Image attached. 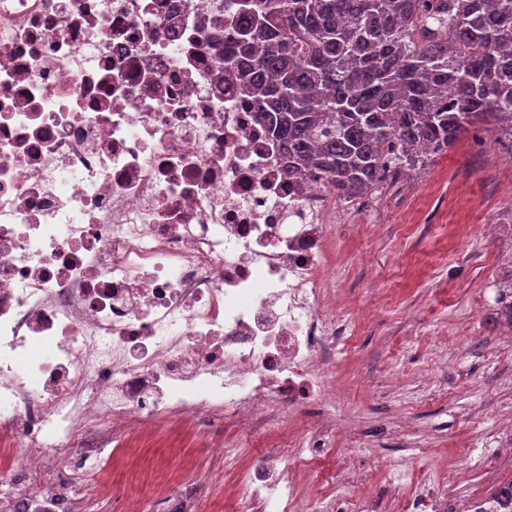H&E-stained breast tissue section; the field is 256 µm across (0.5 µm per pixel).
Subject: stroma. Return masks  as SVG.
Listing matches in <instances>:
<instances>
[{"instance_id":"obj_1","label":"stroma","mask_w":512,"mask_h":512,"mask_svg":"<svg viewBox=\"0 0 512 512\" xmlns=\"http://www.w3.org/2000/svg\"><path fill=\"white\" fill-rule=\"evenodd\" d=\"M512 143L481 127L465 133L410 178L384 184L364 213L346 203L349 222L336 236L333 269L344 308H368L356 323L353 347L336 359L339 389L331 409L335 431L332 462L318 464V490L339 493L347 479L343 454L358 449L357 471L371 475L377 495L387 488L385 466L405 458L411 470L426 468L452 505L471 507L512 479V456L482 447L480 469L456 476L470 450L468 437L496 425L512 411V347L502 326L483 305L490 280H505L501 255L512 252V191L504 162ZM501 222L497 236L478 232L479 224ZM456 332L462 356L448 361L431 339ZM408 413L417 433L416 451L397 444L399 413ZM353 421L345 432L344 421ZM156 452L141 458L144 480L121 471L103 472L111 492L77 490L81 512H122V498L139 495L145 512H158V485L180 471L179 456L157 468ZM195 496L179 500L182 512H195L196 495L206 494L222 473L223 461L189 451Z\"/></svg>"}]
</instances>
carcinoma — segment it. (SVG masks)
Returning <instances> with one entry per match:
<instances>
[{
    "instance_id": "cac0c4a2",
    "label": "carcinoma",
    "mask_w": 512,
    "mask_h": 512,
    "mask_svg": "<svg viewBox=\"0 0 512 512\" xmlns=\"http://www.w3.org/2000/svg\"><path fill=\"white\" fill-rule=\"evenodd\" d=\"M236 89L288 178L372 194L477 123L512 138V0H230ZM474 512H512V479Z\"/></svg>"
}]
</instances>
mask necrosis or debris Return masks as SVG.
<instances>
[{
    "mask_svg": "<svg viewBox=\"0 0 512 512\" xmlns=\"http://www.w3.org/2000/svg\"><path fill=\"white\" fill-rule=\"evenodd\" d=\"M223 0H0V512H58L31 457L134 467L180 454L186 420L236 512H336L306 479L354 313L328 245L347 219L285 176L280 144L224 78ZM273 434L262 457L240 447ZM247 470H240L244 458ZM382 512H447L428 473L388 464Z\"/></svg>",
    "mask_w": 512,
    "mask_h": 512,
    "instance_id": "obj_1",
    "label": "necrosis or debris"
}]
</instances>
